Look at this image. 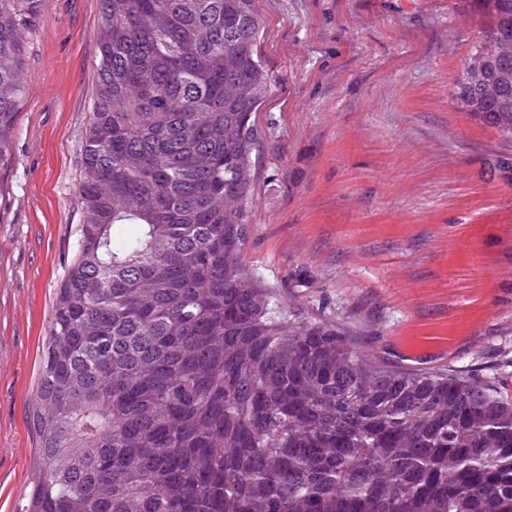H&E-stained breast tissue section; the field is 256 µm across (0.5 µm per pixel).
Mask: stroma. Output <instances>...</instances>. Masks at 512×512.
I'll return each mask as SVG.
<instances>
[{
	"instance_id": "35a3bbf8",
	"label": "stroma",
	"mask_w": 512,
	"mask_h": 512,
	"mask_svg": "<svg viewBox=\"0 0 512 512\" xmlns=\"http://www.w3.org/2000/svg\"><path fill=\"white\" fill-rule=\"evenodd\" d=\"M99 0H37L0 167V512L36 477L31 414L83 222ZM246 273L368 360L512 386V135L456 107L471 0H255Z\"/></svg>"
}]
</instances>
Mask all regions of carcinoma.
Masks as SVG:
<instances>
[{
  "instance_id": "cac0c4a2",
  "label": "carcinoma",
  "mask_w": 512,
  "mask_h": 512,
  "mask_svg": "<svg viewBox=\"0 0 512 512\" xmlns=\"http://www.w3.org/2000/svg\"><path fill=\"white\" fill-rule=\"evenodd\" d=\"M32 0H0V164ZM255 0H100L84 222L18 512H512V387L371 365L244 274ZM453 97L512 133V0Z\"/></svg>"
}]
</instances>
